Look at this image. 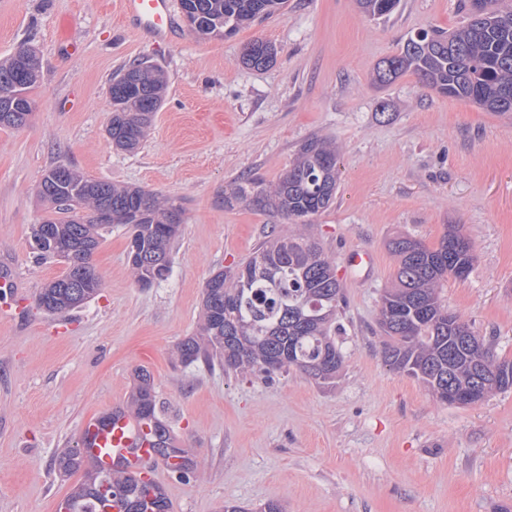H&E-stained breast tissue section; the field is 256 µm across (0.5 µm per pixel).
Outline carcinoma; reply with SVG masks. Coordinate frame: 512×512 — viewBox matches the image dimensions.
<instances>
[{
	"label": "carcinoma",
	"instance_id": "carcinoma-1",
	"mask_svg": "<svg viewBox=\"0 0 512 512\" xmlns=\"http://www.w3.org/2000/svg\"><path fill=\"white\" fill-rule=\"evenodd\" d=\"M399 0H356L371 17L394 11ZM287 0H181L200 39L230 38L257 20L280 14ZM466 24L454 31L433 28L409 38L400 52L381 61L375 80L388 84L414 73L430 90L468 99L498 115L512 113V3L482 0L476 11L461 0ZM275 47L262 40L248 43L241 61L253 68L276 60ZM40 78V62L28 48L0 63V91L13 93L15 104L6 128L20 129L32 114L29 93ZM163 70L149 61L124 67L109 89L112 120L107 139L118 150L136 149L144 139L154 112L164 102ZM338 150L317 137L302 143L288 169L275 183L258 177L232 182L224 204H243L285 217L296 224L326 211L339 188ZM38 194L53 216L30 227V249L38 260L57 258L66 272L38 294L39 307L50 314L72 311L91 301L103 288L92 256L109 225L101 213L112 212V223L127 229L136 253L127 256L135 282L142 288L166 280L171 271L170 246L183 230L182 206L140 188L117 187L89 179L67 165H57L42 178ZM397 258L395 283L385 289L379 327L385 335L384 353L394 369L423 381L440 402L451 393L477 387L482 397L512 389V360L495 357L484 340L442 303L441 288L448 277L464 279L473 263L472 247L462 225L450 224L438 247L409 238L389 242ZM344 303L335 261L306 233L269 236L239 267L220 269L205 282L202 323L193 336L175 347L184 366L220 367L226 374L268 377L295 370L321 384L334 385L344 356L332 336ZM123 411L143 420L155 452L154 465L188 482L195 463L178 447L157 410L151 375L141 369ZM86 455L80 442L56 457L58 469L72 474L83 468ZM111 488L88 470L62 500L74 512H101L116 498L128 512H170L164 489L121 469L108 472Z\"/></svg>",
	"mask_w": 512,
	"mask_h": 512
}]
</instances>
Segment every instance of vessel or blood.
I'll return each instance as SVG.
<instances>
[{
	"instance_id": "obj_1",
	"label": "vessel or blood",
	"mask_w": 512,
	"mask_h": 512,
	"mask_svg": "<svg viewBox=\"0 0 512 512\" xmlns=\"http://www.w3.org/2000/svg\"><path fill=\"white\" fill-rule=\"evenodd\" d=\"M125 15L133 24L157 40H167L176 27L172 0H121ZM79 437L86 454L102 467L121 466L140 472L153 458L148 431L140 420L127 413H114L109 423L85 419Z\"/></svg>"
}]
</instances>
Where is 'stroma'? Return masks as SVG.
I'll return each instance as SVG.
<instances>
[{"mask_svg":"<svg viewBox=\"0 0 512 512\" xmlns=\"http://www.w3.org/2000/svg\"><path fill=\"white\" fill-rule=\"evenodd\" d=\"M458 0H400L365 16L354 0H288L230 38L201 40L179 21L153 46L122 18L118 0H0V61L31 48L42 64L20 129L0 127V265L31 300L0 295V512H57L82 473L61 475L57 453L82 421L124 406L137 369L148 370L163 419L198 466L180 482L154 475L171 512H512V389L449 405L391 368L378 325L395 272L389 240L437 246L462 225L475 261L448 278L450 312L512 360V118L424 88L412 73L387 84L378 64L417 32L461 27ZM261 39L275 63L250 69L245 44ZM148 58L165 72V102L138 149L109 144L112 76ZM311 137L339 148L335 204L309 233L336 262L346 304L335 385L296 371L266 379L183 367L175 346L201 322L211 272L246 259L268 233L295 231L282 216L225 206L224 190L251 175L273 182ZM71 165L94 180L181 200L184 231L169 277L139 287L125 228L93 255L100 294L50 315L35 298L63 261L34 258L31 225L48 215L45 172ZM371 251L370 269L346 263Z\"/></svg>","mask_w":512,"mask_h":512,"instance_id":"obj_1","label":"stroma"}]
</instances>
